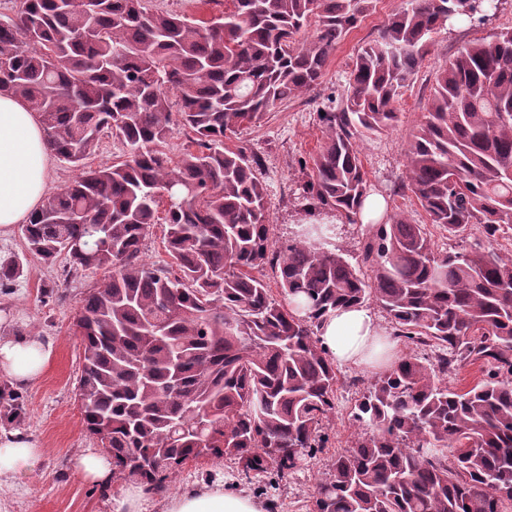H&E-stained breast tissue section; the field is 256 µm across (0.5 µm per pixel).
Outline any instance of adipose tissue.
Returning <instances> with one entry per match:
<instances>
[{"instance_id":"obj_1","label":"adipose tissue","mask_w":512,"mask_h":512,"mask_svg":"<svg viewBox=\"0 0 512 512\" xmlns=\"http://www.w3.org/2000/svg\"><path fill=\"white\" fill-rule=\"evenodd\" d=\"M51 155L41 119L27 103L0 93V234L27 223L50 182ZM384 332L366 305L345 306L326 316L318 337L339 363L370 365L371 352ZM51 344L35 337L0 336V374L15 384L37 378L52 357ZM42 454L31 436L19 430L0 431V479H12L33 469ZM164 512H267L264 503L221 485L189 487L172 496Z\"/></svg>"}]
</instances>
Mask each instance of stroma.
<instances>
[{"label": "stroma", "mask_w": 512, "mask_h": 512, "mask_svg": "<svg viewBox=\"0 0 512 512\" xmlns=\"http://www.w3.org/2000/svg\"><path fill=\"white\" fill-rule=\"evenodd\" d=\"M400 4L401 0H375L372 10L331 52L324 76L313 90L278 105L260 123L226 134L225 148H243L264 159L260 178L266 188L275 245L286 243L303 224L332 222L336 225V247L358 255L367 226L339 225L333 213L304 211L301 193L307 173L299 163L310 159L323 145L318 114L347 89L358 50L379 36ZM506 27H512V0H498L495 14L485 23H449L435 35L417 76L400 99L396 127L360 143L364 170L374 192L388 197L390 212L403 213L413 223L425 225L435 248L441 251L470 247L481 234L474 227L457 235L448 233L442 225L429 223L413 194L397 196L393 188L405 170L407 140L424 119L437 71L462 46ZM0 255L16 256L24 267L10 294L0 295V311L7 314L0 321V336H32L53 345L43 373L18 390L26 409L19 427L38 441L43 453L34 469L0 484V512H119L126 485L102 489L70 464L80 453L99 448L97 440L83 428L76 396L82 345L73 318L87 289L103 279L104 273L81 270L57 280L55 271L26 251L20 224L10 235L0 236ZM379 372L376 366H337L335 414L323 431L324 445L304 456L288 474L279 477L268 471L245 476L233 459L202 458L185 464L165 488L151 492L144 512H162L163 501L186 486L217 482L272 502L275 512H310L317 484L359 430L353 419L354 406L368 381Z\"/></svg>", "instance_id": "obj_1"}]
</instances>
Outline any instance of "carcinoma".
Segmentation results:
<instances>
[{
	"label": "carcinoma",
	"instance_id": "carcinoma-1",
	"mask_svg": "<svg viewBox=\"0 0 512 512\" xmlns=\"http://www.w3.org/2000/svg\"><path fill=\"white\" fill-rule=\"evenodd\" d=\"M210 20L148 12L143 0H20L0 16V91L37 112L47 144L78 168L110 131L126 159L81 171L45 198L26 248L52 267L107 277L82 300L77 381L83 425L112 455V482L164 487L203 457L244 475L290 471L323 447L336 368L317 336L337 308L375 299L394 337L448 345L431 362L409 353L369 381L363 426L336 458L312 512H502L512 502V256L477 242L441 252L402 213L376 224L356 257L334 227L309 224L273 246L261 160L224 149V134L314 89L329 54L373 0H231ZM494 0H402L353 62L336 108L320 116L304 199L345 224L370 194L358 141L395 127L402 90L448 20ZM316 23L313 38L296 35ZM180 103L172 112L170 94ZM194 134L177 158L161 144ZM398 189L434 224L485 238L512 224V27L462 46L436 77L411 135ZM164 221L175 270L141 260ZM278 269L288 303L254 275ZM0 258V288L22 276ZM479 363L464 390L447 376ZM0 385V420L24 418Z\"/></svg>",
	"mask_w": 512,
	"mask_h": 512
}]
</instances>
